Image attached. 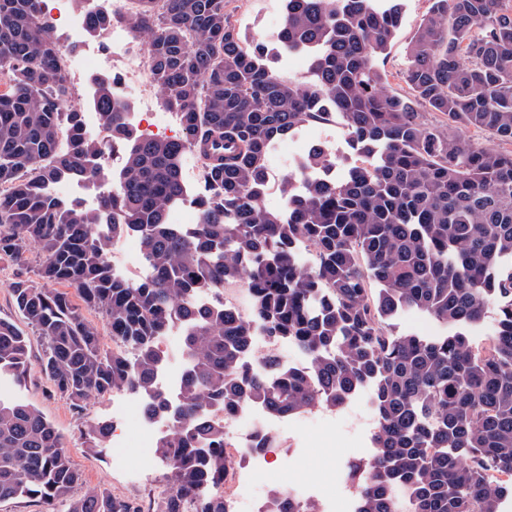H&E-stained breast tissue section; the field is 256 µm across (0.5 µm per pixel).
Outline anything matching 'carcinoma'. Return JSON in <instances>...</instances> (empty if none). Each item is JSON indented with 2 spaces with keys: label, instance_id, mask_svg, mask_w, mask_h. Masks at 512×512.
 <instances>
[{
  "label": "carcinoma",
  "instance_id": "cac0c4a2",
  "mask_svg": "<svg viewBox=\"0 0 512 512\" xmlns=\"http://www.w3.org/2000/svg\"><path fill=\"white\" fill-rule=\"evenodd\" d=\"M43 0H0V261L43 255L39 282L13 288L17 312L45 342L41 371L80 412L94 394L141 395L151 417L175 425L156 442L172 456L158 512H228L215 477L235 465L224 425L210 419L260 405L275 418L343 406L373 390L377 453L360 475L356 512H500L512 499V150L465 143L423 119L416 105L456 126L512 143V10L502 0H433L409 45L412 97L392 95L376 66L402 20L400 0H288L276 41L316 53L312 80L290 81L264 63L268 44L244 45L224 0H128L96 15L94 37L124 22L146 38L148 66L177 140L144 139L110 76L92 78L106 136L84 128L69 105L66 49L43 21ZM342 116L366 161L339 178L285 179L286 209L263 208L267 153L277 138ZM126 152L117 176L109 159ZM203 162L200 221L167 222L185 192L180 160ZM334 167L315 150L306 170ZM113 179L94 211L66 204L51 185ZM106 226L112 237L99 235ZM135 234L149 279L118 276L109 240ZM312 249L305 264L297 244ZM241 282L253 311L201 308L198 290ZM377 290L369 288L370 283ZM66 290H60V287ZM74 289V293L67 289ZM107 318L120 349L102 347L81 308ZM495 308L483 347L467 328ZM415 309L452 328L445 336L398 335L391 320ZM188 324L181 400L155 387L168 323ZM295 346L308 362L277 371L250 362L257 333ZM27 338L0 320V376L24 380ZM112 422L87 425L100 446ZM82 481L62 438L35 408L0 397V500L36 497L54 512H141L103 491L72 496ZM265 512H314L274 494Z\"/></svg>",
  "mask_w": 512,
  "mask_h": 512
}]
</instances>
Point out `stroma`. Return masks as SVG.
<instances>
[{
	"mask_svg": "<svg viewBox=\"0 0 512 512\" xmlns=\"http://www.w3.org/2000/svg\"><path fill=\"white\" fill-rule=\"evenodd\" d=\"M230 23L243 43L269 40L283 25L288 10V0H225ZM432 0H402L403 21L392 38L385 54L377 60L378 69L386 77L385 88L393 95H409L405 72L410 64L409 43L419 24L428 14ZM62 43L68 44L69 53L79 58L83 68L72 79L75 89L72 104L89 111L92 96L90 79L97 74L120 76L124 71V59L113 53L111 47L99 38L85 37L74 42L69 38L66 26L58 24L52 29ZM318 144L331 154L335 166L333 176H340L359 161V156L350 146L346 126L340 115H333L320 123L303 125L276 140L268 153V167L278 178L300 175L310 153L311 145ZM25 264L0 263V319L21 324L22 319L15 306L12 288L16 281L32 278L40 253L30 249ZM29 339V353L33 368L22 383L12 380L0 381V394L11 395L37 408L62 435L70 453L73 466L81 473L82 483L75 496L92 490H106L120 499L134 500L142 512H155L156 504L168 487L171 473L168 465L156 456L155 446L132 440L123 448V455L131 461L148 460L149 465L140 473H132L114 461V448L89 447L83 437L87 424L107 419L121 424L134 417L128 409L129 395L114 391L92 397L83 411H74L69 402L56 395H49V385L41 373L38 363L43 354V343L32 328H25ZM332 422L315 424L297 437V453L277 451L272 464L276 473H287L289 480L299 483H319L329 478L344 481L348 476V465L374 456L375 450L370 435L348 434L342 420L341 410H333Z\"/></svg>",
	"mask_w": 512,
	"mask_h": 512,
	"instance_id": "stroma-1",
	"label": "stroma"
}]
</instances>
